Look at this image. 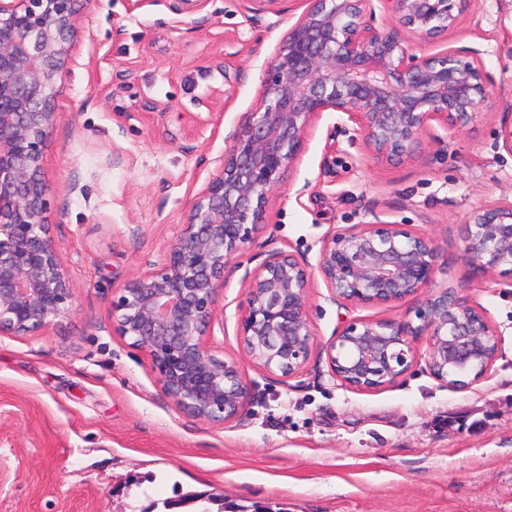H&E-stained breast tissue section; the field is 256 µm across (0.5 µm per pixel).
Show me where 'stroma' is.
Segmentation results:
<instances>
[{"label": "stroma", "instance_id": "stroma-1", "mask_svg": "<svg viewBox=\"0 0 512 512\" xmlns=\"http://www.w3.org/2000/svg\"><path fill=\"white\" fill-rule=\"evenodd\" d=\"M174 4L78 5L45 165L76 313L42 336L0 335V512H167L199 492L245 512H512V278L477 274L462 242L473 210L512 200V154L497 145L512 121V0H475L447 37L411 42L420 56L476 50L489 77L480 120L447 144L381 163L338 114L316 118L263 232L224 272L213 347L252 395L222 425L165 396L114 332L112 296L164 263L305 4L283 0L277 16L208 0L204 26ZM369 211L431 238L436 287L498 329L468 388L430 374L423 340L401 378L371 390L342 384L320 351L289 378L242 353L245 271L276 250L316 264L323 239ZM420 304L333 302L318 279L308 315L323 345L352 321L416 322Z\"/></svg>", "mask_w": 512, "mask_h": 512}]
</instances>
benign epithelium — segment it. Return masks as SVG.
<instances>
[{"label":"benign epithelium","mask_w":512,"mask_h":512,"mask_svg":"<svg viewBox=\"0 0 512 512\" xmlns=\"http://www.w3.org/2000/svg\"><path fill=\"white\" fill-rule=\"evenodd\" d=\"M281 13L282 0H243ZM264 80L259 106L229 136L219 174L192 204L163 265L112 298L114 331L145 352L163 393L182 411L222 425L240 417L251 389L211 346L229 261L261 233L276 188L296 164L322 112L346 116L374 159L420 151L438 127L462 132L488 99V76L467 52L419 57L404 38L448 35L474 0H306ZM396 25H374L375 3ZM77 0H0V334L41 336L75 313L73 285L47 219L45 148L58 120L56 83L70 57ZM464 252L484 274L512 276V201L474 210ZM437 247L377 215L328 236L317 264L280 250L245 271L240 347L288 378L317 349L307 313L314 276L329 298L387 305L428 291L421 324L354 321L322 347L332 373L361 390L394 382L428 341L430 373L450 387L480 380L498 354L484 312L434 289Z\"/></svg>","instance_id":"obj_1"}]
</instances>
